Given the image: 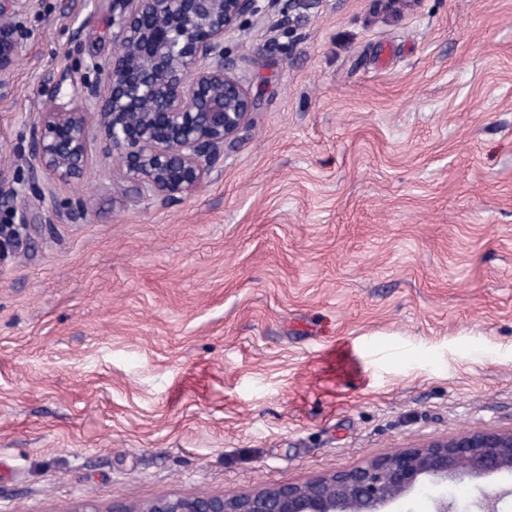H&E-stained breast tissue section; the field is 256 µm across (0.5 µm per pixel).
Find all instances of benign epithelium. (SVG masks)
<instances>
[{
	"label": "benign epithelium",
	"instance_id": "1",
	"mask_svg": "<svg viewBox=\"0 0 512 512\" xmlns=\"http://www.w3.org/2000/svg\"><path fill=\"white\" fill-rule=\"evenodd\" d=\"M276 0H112L122 49L112 58L103 89L84 101L54 82L40 112L27 165L49 182L80 178L90 140L115 158L125 180L163 205L195 191L224 164V144L246 127L255 108L245 78L225 61L226 37L247 16ZM24 35L0 22V75L14 70ZM27 224L0 225V257L17 248ZM512 475V429L468 430L450 438L389 453L351 470L303 483L286 482L241 494L166 493L138 504L101 510L74 502L63 512H390L429 482ZM512 486L483 492L481 512H497Z\"/></svg>",
	"mask_w": 512,
	"mask_h": 512
}]
</instances>
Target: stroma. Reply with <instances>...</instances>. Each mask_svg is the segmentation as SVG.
Returning <instances> with one entry per match:
<instances>
[{
    "mask_svg": "<svg viewBox=\"0 0 512 512\" xmlns=\"http://www.w3.org/2000/svg\"><path fill=\"white\" fill-rule=\"evenodd\" d=\"M16 22L0 222L35 230L0 261V512L248 492L512 428V0H278L224 43L247 126L166 206L96 140L82 179L32 185L49 79L87 94L120 37L112 0Z\"/></svg>",
    "mask_w": 512,
    "mask_h": 512,
    "instance_id": "35a3bbf8",
    "label": "stroma"
}]
</instances>
